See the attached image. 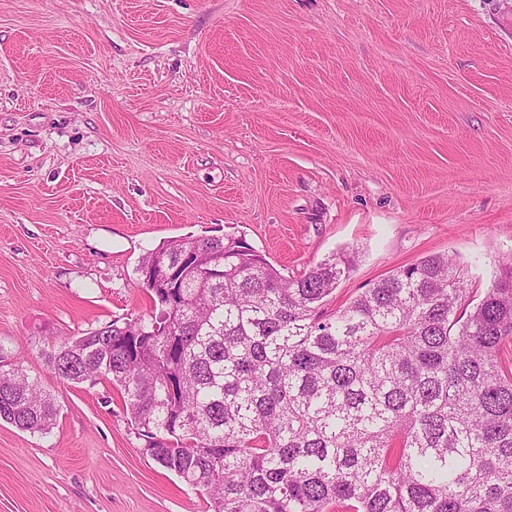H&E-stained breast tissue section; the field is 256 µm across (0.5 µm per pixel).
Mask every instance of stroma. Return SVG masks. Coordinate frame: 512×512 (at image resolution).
<instances>
[{
    "label": "stroma",
    "mask_w": 512,
    "mask_h": 512,
    "mask_svg": "<svg viewBox=\"0 0 512 512\" xmlns=\"http://www.w3.org/2000/svg\"><path fill=\"white\" fill-rule=\"evenodd\" d=\"M224 234L291 278L354 256L330 311L434 254L481 296L512 255V0H0V343L59 408L0 424V512H208L39 349L151 315L145 252Z\"/></svg>",
    "instance_id": "obj_1"
}]
</instances>
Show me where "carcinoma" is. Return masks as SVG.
<instances>
[{
	"mask_svg": "<svg viewBox=\"0 0 512 512\" xmlns=\"http://www.w3.org/2000/svg\"><path fill=\"white\" fill-rule=\"evenodd\" d=\"M203 252L158 312L40 355L62 383L107 382L145 451L209 512H512V263L473 302L445 254L329 312L330 256L287 278L241 236L167 240L136 271ZM59 409L0 345V421L48 434Z\"/></svg>",
	"mask_w": 512,
	"mask_h": 512,
	"instance_id": "1",
	"label": "carcinoma"
}]
</instances>
